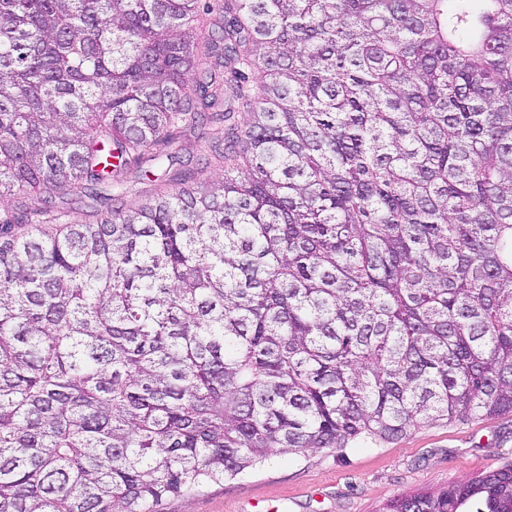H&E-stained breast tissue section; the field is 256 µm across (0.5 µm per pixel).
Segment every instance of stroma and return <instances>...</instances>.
<instances>
[{
	"label": "stroma",
	"mask_w": 512,
	"mask_h": 512,
	"mask_svg": "<svg viewBox=\"0 0 512 512\" xmlns=\"http://www.w3.org/2000/svg\"><path fill=\"white\" fill-rule=\"evenodd\" d=\"M214 131L206 125L183 132L182 162L173 172L190 169L202 184L221 179L223 168L204 151ZM111 206L79 190L55 201L68 224L95 222ZM510 465L512 413L423 424L392 442L358 439L340 449L275 452L236 479L167 500L161 512H383L395 496L443 489Z\"/></svg>",
	"instance_id": "stroma-1"
}]
</instances>
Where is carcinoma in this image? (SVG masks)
<instances>
[{
  "mask_svg": "<svg viewBox=\"0 0 512 512\" xmlns=\"http://www.w3.org/2000/svg\"><path fill=\"white\" fill-rule=\"evenodd\" d=\"M201 2L0 0V201L148 177L204 120L224 167L0 213V512L512 412V0ZM386 512H512V467ZM165 184V186H164ZM129 190L122 196L123 205L128 207H137L149 197L156 195L159 189L163 187L171 188L174 182L159 179L157 181H149L148 179L135 177L134 174L128 176ZM82 191L73 190L62 198H55V210L61 218L59 223L86 224L95 222L112 208V200L93 202L83 195Z\"/></svg>",
  "mask_w": 512,
  "mask_h": 512,
  "instance_id": "carcinoma-1",
  "label": "carcinoma"
}]
</instances>
